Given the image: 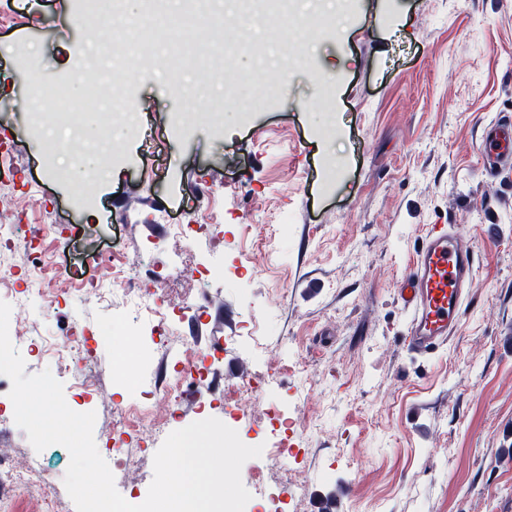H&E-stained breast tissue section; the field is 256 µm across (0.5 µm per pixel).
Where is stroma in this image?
Returning <instances> with one entry per match:
<instances>
[{"label":"stroma","instance_id":"35a3bbf8","mask_svg":"<svg viewBox=\"0 0 512 512\" xmlns=\"http://www.w3.org/2000/svg\"><path fill=\"white\" fill-rule=\"evenodd\" d=\"M308 21L284 42L260 26L252 54L213 75L198 47L222 51L223 28H192L176 50L196 68L171 79L150 60L132 69L138 112L116 128L110 160L73 165L72 128L99 136L108 115L83 107L70 64L89 22L76 0H0V165L15 174L0 199L25 205L43 260L75 279L52 304L25 307L30 333L90 338L85 372L112 388L108 335L123 320L142 355L138 389L164 388L166 355L184 342L225 343L242 375L278 367L235 423L249 446L270 444L262 410L281 401L297 422L294 469L246 461L271 483L299 480L301 512L316 493L346 491L343 512H512V172L481 174V130L512 114V0H353L349 11L298 0ZM285 76L284 95L252 99L258 68ZM69 87L54 111L36 80ZM50 112L46 132L29 108ZM290 224H281L282 214ZM195 224L192 243L172 234ZM431 224H455L479 254L459 326L447 346L412 357L398 302L405 266ZM150 250H191L205 279L170 274L167 302L190 305L164 323L167 353L150 349L159 323L141 302L116 306L85 293L111 268L87 261L118 248L123 231ZM232 311L224 321L223 311ZM0 448L49 475L54 512H76L56 445L35 451L0 403Z\"/></svg>","mask_w":512,"mask_h":512}]
</instances>
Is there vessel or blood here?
<instances>
[{
    "instance_id": "obj_1",
    "label": "vessel or blood",
    "mask_w": 512,
    "mask_h": 512,
    "mask_svg": "<svg viewBox=\"0 0 512 512\" xmlns=\"http://www.w3.org/2000/svg\"><path fill=\"white\" fill-rule=\"evenodd\" d=\"M481 145L483 174L495 178L502 163L512 160V115L485 126ZM475 269V250L454 225L428 226L398 292L407 314L404 348L408 354L432 355L447 345L458 328Z\"/></svg>"
}]
</instances>
